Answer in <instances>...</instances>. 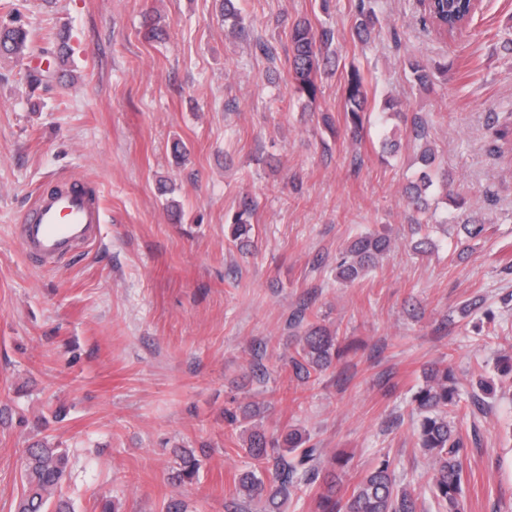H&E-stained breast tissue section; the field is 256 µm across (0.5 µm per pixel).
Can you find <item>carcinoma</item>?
Listing matches in <instances>:
<instances>
[{
	"label": "carcinoma",
	"instance_id": "cac0c4a2",
	"mask_svg": "<svg viewBox=\"0 0 512 512\" xmlns=\"http://www.w3.org/2000/svg\"><path fill=\"white\" fill-rule=\"evenodd\" d=\"M236 0H222L221 16L224 26L233 37L244 30L243 19ZM359 18L354 34L362 39L378 22L371 0H360ZM474 11L471 0H435L431 18L445 27L448 38H453L463 24H470ZM333 33L317 30L309 22H298L291 28L288 45V62L294 81L295 92L307 99V105L315 103L318 93L316 74L321 65L331 60L330 46ZM34 53L29 30L8 9L0 16V58L22 61ZM409 69L420 87L431 85L436 76L444 74L448 65L440 61L413 60ZM368 105L367 83L358 69H352L344 82V112L346 133L353 141L361 138L364 131L365 112ZM382 111L393 113L400 121L411 123L413 141L418 143L420 168L414 180L405 188V194L418 214L417 224H428L427 191L437 185L454 195V179L436 165V155L428 140L427 121L423 116L407 115L400 102L387 100ZM256 208L254 201L244 202L235 212L231 237L240 248L251 246L254 225L251 216ZM488 232V226L476 220L460 225L459 234L467 241H478ZM391 248V240L381 234H366L356 238L341 253L337 261V277L345 282L356 280L364 271L374 266L378 259ZM340 357L337 337L326 328L311 323L300 338L299 349L290 363L295 376L301 380L311 373L320 372ZM458 379L446 366L432 368L426 383L419 387L413 397L420 418L418 421L419 448L428 456L431 466L430 487L438 512H465L462 499L464 475L463 439L448 421V410L458 405ZM245 453L261 464L274 462L273 480L265 482L258 469L248 470L239 477V491L244 502L263 496L272 505L270 512H277L291 496L293 488L303 481L322 480L319 496L321 512H417V498L411 490L397 483L389 459L380 460L353 489L347 499L337 495L343 479L344 461L332 459L330 469H320V449L310 445L306 433L291 429L281 436L267 435L255 427L250 428ZM66 450L44 444L29 448L23 461L21 480L23 492L16 512H73L70 503L56 497L67 474ZM199 460L185 451L177 455L175 479L180 483L192 482L199 471Z\"/></svg>",
	"mask_w": 512,
	"mask_h": 512
}]
</instances>
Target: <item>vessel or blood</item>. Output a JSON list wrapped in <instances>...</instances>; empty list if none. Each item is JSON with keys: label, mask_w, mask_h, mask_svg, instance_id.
Segmentation results:
<instances>
[{"label": "vessel or blood", "mask_w": 512, "mask_h": 512, "mask_svg": "<svg viewBox=\"0 0 512 512\" xmlns=\"http://www.w3.org/2000/svg\"><path fill=\"white\" fill-rule=\"evenodd\" d=\"M101 222L97 195L79 181L68 180L58 192L37 195L16 236L29 257L59 264L91 245Z\"/></svg>", "instance_id": "obj_1"}]
</instances>
